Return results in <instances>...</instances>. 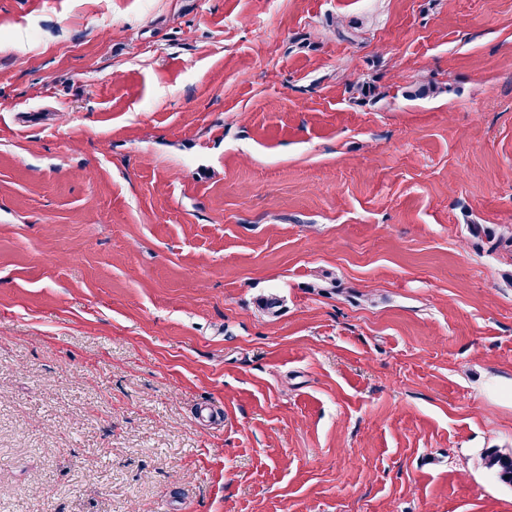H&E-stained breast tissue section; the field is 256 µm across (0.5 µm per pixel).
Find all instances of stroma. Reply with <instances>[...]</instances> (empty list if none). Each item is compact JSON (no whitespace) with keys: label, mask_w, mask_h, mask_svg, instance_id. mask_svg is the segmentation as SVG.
Returning <instances> with one entry per match:
<instances>
[{"label":"stroma","mask_w":512,"mask_h":512,"mask_svg":"<svg viewBox=\"0 0 512 512\" xmlns=\"http://www.w3.org/2000/svg\"><path fill=\"white\" fill-rule=\"evenodd\" d=\"M511 228L512 0H0V512H512ZM487 467L500 481L512 484V454L492 452L488 455Z\"/></svg>","instance_id":"obj_1"}]
</instances>
